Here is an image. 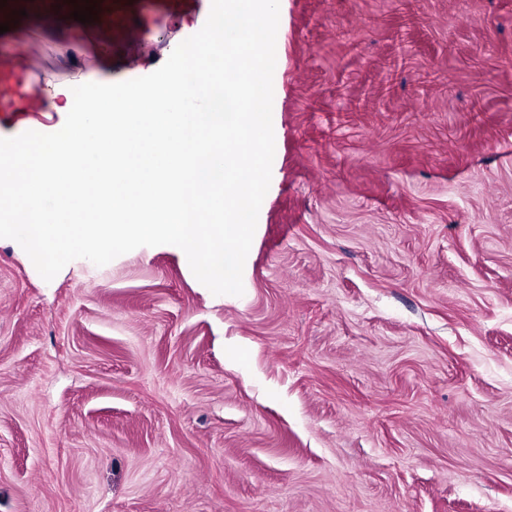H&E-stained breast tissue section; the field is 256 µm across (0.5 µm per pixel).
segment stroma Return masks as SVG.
Here are the masks:
<instances>
[{
    "label": "stroma",
    "instance_id": "1",
    "mask_svg": "<svg viewBox=\"0 0 512 512\" xmlns=\"http://www.w3.org/2000/svg\"><path fill=\"white\" fill-rule=\"evenodd\" d=\"M39 2L0 57L62 91L211 7ZM273 90L243 295L170 245L48 282L0 238V512H512V0H279Z\"/></svg>",
    "mask_w": 512,
    "mask_h": 512
}]
</instances>
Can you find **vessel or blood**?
Instances as JSON below:
<instances>
[{"instance_id": "b4317fda", "label": "vessel or blood", "mask_w": 512, "mask_h": 512, "mask_svg": "<svg viewBox=\"0 0 512 512\" xmlns=\"http://www.w3.org/2000/svg\"><path fill=\"white\" fill-rule=\"evenodd\" d=\"M37 67L27 52L0 57V113L42 112V98L34 77Z\"/></svg>"}]
</instances>
